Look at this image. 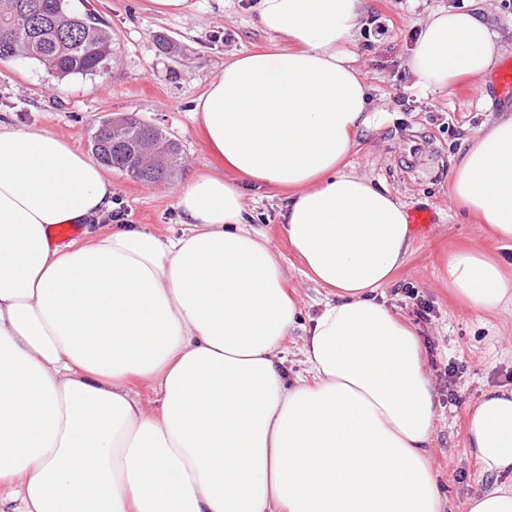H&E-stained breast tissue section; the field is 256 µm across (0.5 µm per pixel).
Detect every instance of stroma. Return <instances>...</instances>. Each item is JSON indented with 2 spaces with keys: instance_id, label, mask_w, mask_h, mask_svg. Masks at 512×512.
<instances>
[{
  "instance_id": "stroma-1",
  "label": "stroma",
  "mask_w": 512,
  "mask_h": 512,
  "mask_svg": "<svg viewBox=\"0 0 512 512\" xmlns=\"http://www.w3.org/2000/svg\"><path fill=\"white\" fill-rule=\"evenodd\" d=\"M255 0H190L180 13H157L150 0H92L112 28L114 59L104 76L59 80L34 60L0 64V119L21 129H46L82 153L99 120L108 113H134L161 127L181 147V163L171 180L148 185L111 171L115 211L127 224L149 228L163 238L182 230L176 194L190 175L223 171V159L209 146L195 119L196 104L211 81L237 55L272 47L258 26ZM471 0H367V12L388 27L379 36L360 30L354 51L371 88L375 129L363 134L351 155L357 174L383 184L410 215L428 221L412 227L413 243L404 265L378 291L380 300L408 318L425 348L436 408L430 448L431 471L445 494L444 512H467V500L492 485L466 446V408L490 386L512 385V314L473 310L448 286L446 261L454 251L478 247L494 255L512 274V248L490 240L457 210L449 193L450 173L463 142L483 124L512 113V101L483 98L466 80L443 93L414 86L407 60L421 19L438 8H467ZM177 47L164 54L160 38ZM405 105H397V98ZM287 192L245 188L251 226L269 240L287 276L288 292L301 318L277 353L289 378L304 374L300 353L311 317L328 292L309 280L283 229ZM434 308L430 320L417 315V300Z\"/></svg>"
}]
</instances>
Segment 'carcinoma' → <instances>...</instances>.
I'll return each instance as SVG.
<instances>
[{
  "label": "carcinoma",
  "instance_id": "1",
  "mask_svg": "<svg viewBox=\"0 0 512 512\" xmlns=\"http://www.w3.org/2000/svg\"><path fill=\"white\" fill-rule=\"evenodd\" d=\"M96 14L87 7L78 11L68 0H0V62L25 56L48 62L59 79L105 74L112 68V30ZM118 121L119 134L108 118L95 128L90 146L97 160L146 184L170 180L180 161L178 143L134 114ZM144 143L157 146L163 161H142L138 149Z\"/></svg>",
  "mask_w": 512,
  "mask_h": 512
}]
</instances>
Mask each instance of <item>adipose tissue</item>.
I'll use <instances>...</instances> for the list:
<instances>
[{"mask_svg": "<svg viewBox=\"0 0 512 512\" xmlns=\"http://www.w3.org/2000/svg\"><path fill=\"white\" fill-rule=\"evenodd\" d=\"M364 7L257 0L259 27L289 48L236 56L200 97L211 146L243 180L189 178L177 237L101 227L104 167L0 122V512H442L422 344L377 297L411 248L406 206L348 162L374 121L349 48ZM500 51L483 13L438 9L408 67L438 93ZM246 180L289 191L284 231L330 295L292 382L276 352L300 308L248 226ZM449 191L512 241V114L467 140ZM80 223L85 241L52 244L53 225ZM448 282L477 311L512 303V277L481 250L451 254ZM136 379L155 383L157 410ZM466 415L471 455L512 473V388Z\"/></svg>", "mask_w": 512, "mask_h": 512, "instance_id": "ef3b65f1", "label": "adipose tissue"}]
</instances>
